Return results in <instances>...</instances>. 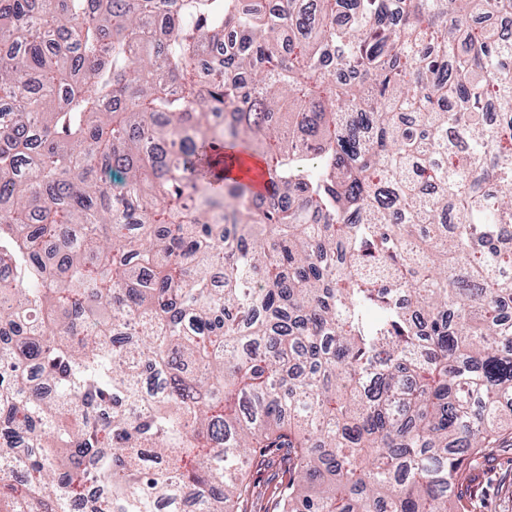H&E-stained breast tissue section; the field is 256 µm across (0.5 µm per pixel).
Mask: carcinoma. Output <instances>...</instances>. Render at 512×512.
<instances>
[{"label":"carcinoma","instance_id":"cac0c4a2","mask_svg":"<svg viewBox=\"0 0 512 512\" xmlns=\"http://www.w3.org/2000/svg\"><path fill=\"white\" fill-rule=\"evenodd\" d=\"M508 10L0 0V512H237L254 448L288 449L280 512H475L512 411Z\"/></svg>","mask_w":512,"mask_h":512}]
</instances>
